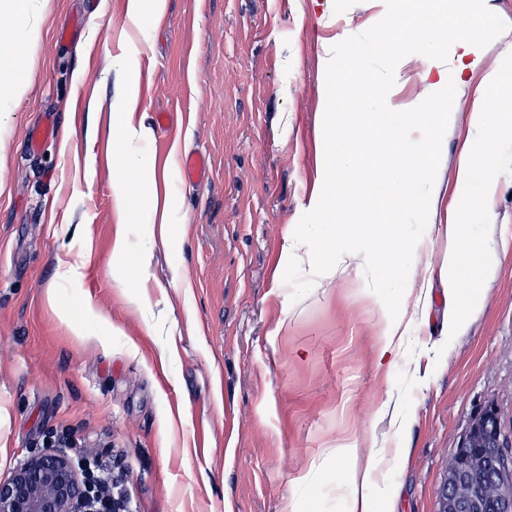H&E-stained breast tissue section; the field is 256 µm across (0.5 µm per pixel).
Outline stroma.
Instances as JSON below:
<instances>
[{"instance_id": "35a3bbf8", "label": "stroma", "mask_w": 512, "mask_h": 512, "mask_svg": "<svg viewBox=\"0 0 512 512\" xmlns=\"http://www.w3.org/2000/svg\"><path fill=\"white\" fill-rule=\"evenodd\" d=\"M485 4L511 28L483 62L512 80V0ZM125 7L50 0L29 46L20 17L0 7V55L29 59L26 94L0 89V478L52 437L123 472L132 512H348L328 450L354 438L397 455L374 472L396 491V512H435L471 420L491 404L512 426V260L477 269L486 306L454 345L440 334L436 286L382 364L387 309L363 266L316 277L308 255L284 253L324 181L332 48L377 23L384 0H168L140 30ZM131 75L152 130L133 150L168 165L178 224L161 240L141 209L116 255L108 125ZM476 93L456 88L436 224L456 195L461 115ZM49 123L58 135L31 150L30 131ZM188 152L208 161L202 182L178 176ZM487 152L498 190L473 221L497 240L512 234V136ZM146 252L150 298L137 301L128 284ZM63 311L88 335H73ZM395 411L414 413L412 426L394 425Z\"/></svg>"}]
</instances>
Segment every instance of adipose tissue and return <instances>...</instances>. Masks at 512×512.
<instances>
[{
	"label": "adipose tissue",
	"instance_id": "obj_1",
	"mask_svg": "<svg viewBox=\"0 0 512 512\" xmlns=\"http://www.w3.org/2000/svg\"><path fill=\"white\" fill-rule=\"evenodd\" d=\"M469 23V18L464 15L440 17L421 6L407 9L403 22L386 27L383 38L387 43L401 44L421 30L430 41L436 42L445 33ZM479 50L478 37L468 35L457 41L454 65H447L443 56L435 55L411 66L410 72L424 89H444L448 86L449 74H456L461 79L476 70L481 63ZM138 102V82L126 80L112 103L110 116L112 128L119 133L112 142V188L117 212L123 218L138 212L145 201L155 197L152 163L130 150L132 144L146 141L152 134L145 123L134 120ZM467 121L470 136L461 152L455 175L456 189L461 195L468 192L476 169L489 164L487 142L512 134V114L489 111L482 101L468 113ZM437 232L447 241L448 251L431 273L437 277L446 301L441 333L453 340L462 335L464 323L485 307V288L475 273L476 268L498 263L502 255L511 253L512 238L498 241L485 238L479 225L473 224L470 209L460 207L455 208L448 223L438 225ZM332 454L345 465V482L351 491L349 512H378L379 507H391L396 497L394 491L380 488L375 498L366 493L375 467L391 461L386 449H378L375 457L366 459L359 442L349 439L333 448Z\"/></svg>",
	"mask_w": 512,
	"mask_h": 512
}]
</instances>
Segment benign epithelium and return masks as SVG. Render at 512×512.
I'll return each instance as SVG.
<instances>
[{
    "label": "benign epithelium",
    "instance_id": "7a95c632",
    "mask_svg": "<svg viewBox=\"0 0 512 512\" xmlns=\"http://www.w3.org/2000/svg\"><path fill=\"white\" fill-rule=\"evenodd\" d=\"M92 462L75 461L56 440L0 479V512H84ZM436 512H512V430L497 411H480L448 462Z\"/></svg>",
    "mask_w": 512,
    "mask_h": 512
}]
</instances>
